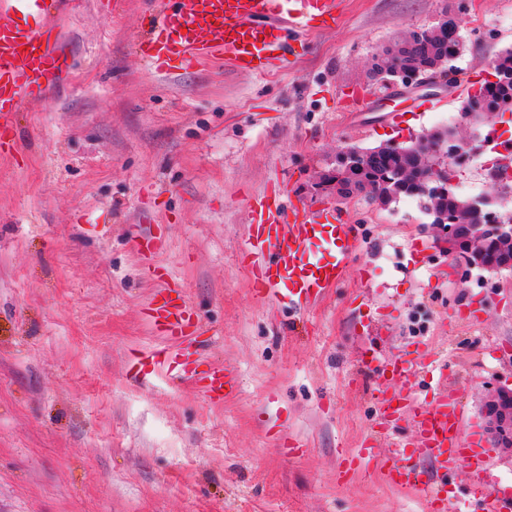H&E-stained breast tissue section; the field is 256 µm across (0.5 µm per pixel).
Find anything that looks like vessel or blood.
<instances>
[{
    "instance_id": "vessel-or-blood-1",
    "label": "vessel or blood",
    "mask_w": 512,
    "mask_h": 512,
    "mask_svg": "<svg viewBox=\"0 0 512 512\" xmlns=\"http://www.w3.org/2000/svg\"><path fill=\"white\" fill-rule=\"evenodd\" d=\"M66 0H0V152L14 149L12 117L22 105L49 100L61 82L65 63L58 19ZM336 23V0H154L150 20L134 49L152 71L179 74L206 62L221 61L233 70L263 75L277 68L310 32ZM284 187L272 180L259 202L248 206V224L238 263L251 283L255 304L288 315H302L346 279L359 239L333 205L302 204L283 219ZM135 250L159 284L146 309L163 344L133 357L134 381L155 372L189 382L203 400L223 403L239 387L234 367L204 354L202 322L194 316L177 285L167 280L156 258L162 240L138 235ZM362 370L380 378L371 400L378 435L347 454L337 481L364 470L376 448L388 439L400 414H408L412 440L393 442L380 460L388 485L414 490L427 512H457L448 497V474L467 464L472 484L483 487L480 512H512V495L490 487L488 453L464 428L460 402L448 385L446 367L431 352L383 356L373 345L361 354ZM427 381L429 394L417 398L407 388L413 375Z\"/></svg>"
}]
</instances>
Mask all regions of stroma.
<instances>
[{"mask_svg":"<svg viewBox=\"0 0 512 512\" xmlns=\"http://www.w3.org/2000/svg\"><path fill=\"white\" fill-rule=\"evenodd\" d=\"M337 3L336 25L270 74L216 61L155 75L133 48L149 0H70V70L48 102L16 113L17 148L0 156V512H425L417 493L377 477L333 478L338 450L371 431L377 381L359 359L375 340L446 360L492 477L512 489V446L482 417L512 392V269L453 272L416 198L382 207L315 186L353 147L441 130L512 138V112L464 113L512 51V0ZM446 12L462 46L435 94L372 77L376 53ZM274 176L288 207L331 203L362 240L349 278L293 334L252 303L237 259L246 202ZM151 230L212 359L239 373L223 404L162 372L145 386L130 378L132 355L162 343L132 246ZM412 240L426 244V268L409 267ZM365 286L386 303L376 333L351 307ZM282 432L306 442L302 456L281 450Z\"/></svg>","mask_w":512,"mask_h":512,"instance_id":"stroma-1","label":"stroma"}]
</instances>
